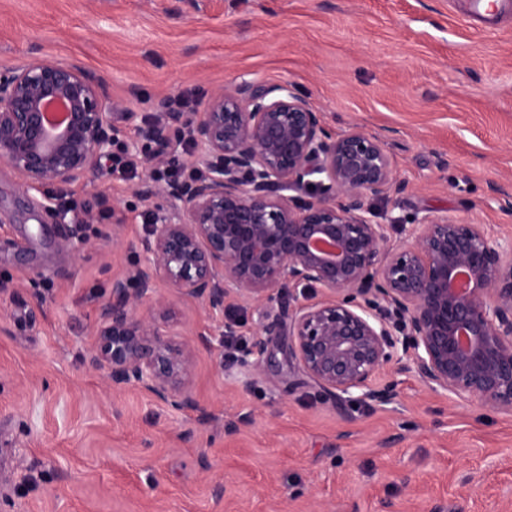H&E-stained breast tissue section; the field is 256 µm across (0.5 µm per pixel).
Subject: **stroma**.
Masks as SVG:
<instances>
[{
	"label": "stroma",
	"instance_id": "1",
	"mask_svg": "<svg viewBox=\"0 0 512 512\" xmlns=\"http://www.w3.org/2000/svg\"><path fill=\"white\" fill-rule=\"evenodd\" d=\"M488 24L468 0H0V71L33 52L103 77L112 117L218 87L287 82L337 135L378 137L403 192L379 215L433 211L512 233V0ZM145 176L110 172L22 197L0 162V512H512V414L431 392L400 375L388 405H337L275 364L249 373L211 336L223 321L252 340L255 306L209 313L160 286L138 303L193 347L199 411L113 390L84 364L112 279L139 259L161 198ZM68 193L76 210L33 236V217ZM108 199L100 211V199ZM84 237L79 249L71 235Z\"/></svg>",
	"mask_w": 512,
	"mask_h": 512
}]
</instances>
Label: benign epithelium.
Here are the masks:
<instances>
[{"mask_svg": "<svg viewBox=\"0 0 512 512\" xmlns=\"http://www.w3.org/2000/svg\"><path fill=\"white\" fill-rule=\"evenodd\" d=\"M110 109L102 78L29 56L0 76V161L24 193L89 182L120 139ZM140 134L164 145L143 153L140 193L168 206L129 245L144 260L112 280L98 310L86 362L112 388L197 408L191 346L136 311L165 284L212 313L288 306V359L338 401H393L398 380L377 383L389 367L512 413V236L432 212L378 221L369 197L403 190L383 144L360 129L332 135L287 82L226 84L199 112L160 101ZM180 139L196 175L159 185L152 170ZM275 332L261 326L240 364L271 363Z\"/></svg>", "mask_w": 512, "mask_h": 512, "instance_id": "benign-epithelium-1", "label": "benign epithelium"}]
</instances>
